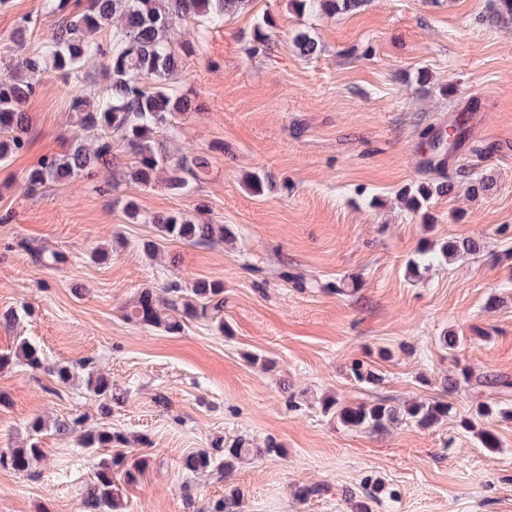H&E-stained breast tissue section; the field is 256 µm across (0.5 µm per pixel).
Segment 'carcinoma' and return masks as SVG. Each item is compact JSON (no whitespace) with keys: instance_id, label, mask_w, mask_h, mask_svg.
<instances>
[{"instance_id":"1","label":"carcinoma","mask_w":512,"mask_h":512,"mask_svg":"<svg viewBox=\"0 0 512 512\" xmlns=\"http://www.w3.org/2000/svg\"><path fill=\"white\" fill-rule=\"evenodd\" d=\"M250 0H87L82 9L68 10L69 0H46L47 10L59 16L52 37L32 49L26 47L27 36L35 22L28 17L18 21L13 40L21 54L0 73V162L23 151L29 142L28 116L25 104L40 88L43 75L52 72L68 80L78 77L81 65L99 60L103 85L75 86L70 98L73 133L66 151L43 156L28 170L23 179L25 195L36 197L45 189L65 185L78 177L92 178L112 166L115 146L130 159L128 177L144 188L165 179L175 195H189L207 180L211 168V152L202 149L190 156L170 150L176 136L177 121L198 105L192 95L182 89L185 61L196 53L195 42L175 43L171 37L175 20L192 21L200 26L199 35L224 24V17L248 5ZM366 0H291L300 15L352 13ZM489 25L512 32V0H494L492 12L486 16ZM110 26L106 42L97 35ZM301 55L312 57L318 43L305 33L296 37ZM453 181L421 182L403 191V199L413 212L420 211L435 194H447ZM127 218L137 224L153 225L154 236L142 243L143 253L155 258L167 241L188 245L218 244L235 239L233 228L210 224L179 212L143 215L132 198L115 199ZM485 250L483 240L465 238L435 246L424 244L419 249L420 261L414 268H430L441 261L460 257H478ZM37 263L56 269L67 262L64 253L44 246H32ZM171 297L162 301L151 288H144L123 311L122 317L134 324L178 335L185 322L210 319L224 330V284L198 280L188 288L178 281L168 284ZM39 367L42 359L35 346L26 340L16 343L13 352L0 356V369L12 362ZM87 384L99 396H112V380L89 373ZM452 406L443 399L415 401L404 407L389 405L384 400L348 406L335 398L322 403L323 414L351 428L385 432L399 421L421 427L433 426L448 417ZM131 444V438L109 426L101 425L84 431L80 445L85 448H118ZM44 452L32 441L24 448L0 451V467L23 472ZM224 455V470L246 459L253 449L242 439L228 448L215 451L198 449L181 459L180 468L187 475H198L211 469L215 453ZM121 462L112 459L98 463L87 490L90 512H114L120 489L114 467ZM147 459L136 458L123 472V481L132 484L144 475ZM243 497L232 492L216 501L210 512H244Z\"/></svg>"}]
</instances>
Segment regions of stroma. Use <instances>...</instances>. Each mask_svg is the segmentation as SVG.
I'll list each match as a JSON object with an SVG mask.
<instances>
[{
    "mask_svg": "<svg viewBox=\"0 0 512 512\" xmlns=\"http://www.w3.org/2000/svg\"><path fill=\"white\" fill-rule=\"evenodd\" d=\"M490 5L369 0L355 13L301 18L289 0H251L186 62L184 88L201 109L179 119L174 147L212 150L211 173L191 195L123 180L120 154L94 180L25 196L26 171L61 151L72 129L71 85L43 78L24 107L29 146L0 165V215L11 216L0 224V312L17 314L0 321V354L25 338L43 364L0 370V450L35 438L46 456L24 472L0 469V512H85L95 466L114 451L80 447L55 423L78 416L89 429L105 420L86 386L91 371L121 394L105 421L135 437L129 457L148 461L138 483L121 485L119 512H209L233 487L245 512H351L344 490L370 478L384 486L371 512H512V420L476 416L486 403L512 408V34L484 22ZM25 16L37 20L32 47L58 21L44 0H7L0 58L17 57L12 32ZM264 17L270 40L256 53L250 34ZM302 31L318 55H300ZM474 95L484 141L446 174L422 171L431 135ZM248 172L269 189L250 192ZM472 173L492 176L494 190L468 194ZM445 175L455 187L433 196L426 214L403 206L400 189ZM119 195L146 214L201 213L232 226L236 239L170 242L150 259L141 244L153 229L130 223ZM466 237L483 239V257L412 271L424 241ZM27 241L61 250L67 263L44 269ZM99 246L111 247L108 262L91 260ZM285 270L321 285L296 289ZM348 276L358 286L333 291ZM172 279L222 282L227 332L192 320L173 336L123 320L141 289ZM449 332L464 339L453 352L440 341ZM355 361L380 382L357 383ZM61 366L73 374L65 385L51 373ZM463 367L472 382L460 383L448 418L429 428L355 430L321 410L328 396L352 406L429 400ZM485 377L509 386H483ZM37 417L44 427L35 434ZM472 417L476 428H461ZM485 430L497 450L484 448ZM241 438L254 453L234 470L180 471L193 449ZM271 441L279 451L267 452ZM314 485L319 495L296 500L297 487Z\"/></svg>",
    "mask_w": 512,
    "mask_h": 512,
    "instance_id": "stroma-1",
    "label": "stroma"
}]
</instances>
